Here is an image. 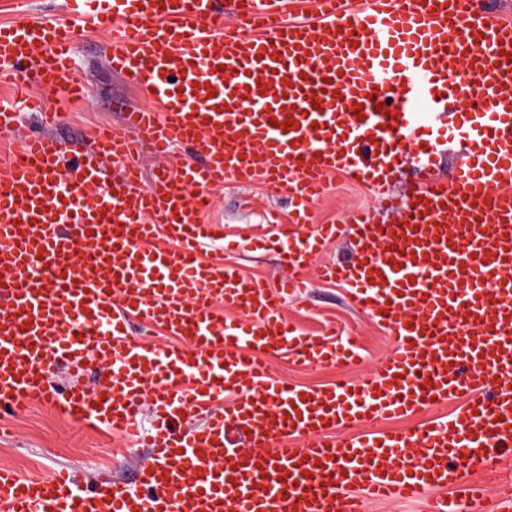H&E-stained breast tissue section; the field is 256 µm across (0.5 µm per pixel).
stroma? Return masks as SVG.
<instances>
[{"mask_svg": "<svg viewBox=\"0 0 512 512\" xmlns=\"http://www.w3.org/2000/svg\"><path fill=\"white\" fill-rule=\"evenodd\" d=\"M20 19L58 23L76 46L73 71L85 86L84 99L71 100L59 89L35 91L47 108L58 112L59 121L49 132L64 147H92L96 130L118 123L125 110L145 105L144 94L113 72L106 37L69 15L64 0H0V25ZM211 196L209 217L224 226L225 264L272 286L294 274L284 249L291 210L286 195L262 185H228L213 190ZM353 209L366 210L381 223L393 218L367 188L336 175L325 194L311 204L313 223H343ZM350 249L345 237L325 245L303 271L307 281L303 293L285 296L281 313L306 335L353 338L360 348L359 363L343 370L333 365L312 368L283 357L271 364L276 377L309 388L328 387L340 379L356 383L373 374L378 362L392 352L388 330L353 311L344 288L319 276L320 264ZM8 424L13 434L0 438V465L11 466L26 477H45L65 468L84 485L106 467L115 479L128 482L151 460L150 449L67 420L50 403L9 413Z\"/></svg>", "mask_w": 512, "mask_h": 512, "instance_id": "35a3bbf8", "label": "stroma"}]
</instances>
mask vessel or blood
Segmentation results:
<instances>
[{"label":"vessel or blood","mask_w":512,"mask_h":512,"mask_svg":"<svg viewBox=\"0 0 512 512\" xmlns=\"http://www.w3.org/2000/svg\"><path fill=\"white\" fill-rule=\"evenodd\" d=\"M111 33L110 63L151 107L99 133L70 170L56 138L16 139L0 163V409L51 396L48 373L100 369L57 404L75 422L147 443L134 484L102 471L82 487L66 471L25 477L0 466V512H362L361 499L450 488L472 512V473L512 459V20L484 0H233L249 28L217 32L213 0H67ZM74 45L52 24L0 26V71L29 67L45 88H85ZM471 106L455 111L456 101ZM41 102L0 105V130ZM463 159L437 174L440 145ZM186 149L178 171L141 186L138 161ZM428 152L407 203L389 192L403 151ZM121 166L119 180L102 162ZM341 174L381 196L394 220L364 212L311 227L310 202ZM263 182L293 207L294 268L348 234L353 256L326 265L350 306L386 327L393 353L361 384L307 388L275 378L273 357L319 367L358 358L354 341L303 335L280 292L200 249L210 191ZM176 240L168 248L158 236ZM141 316L176 336L136 339ZM152 396L160 432L138 417ZM458 400L408 432L381 421ZM206 413L199 428L185 417ZM248 433V449L232 436Z\"/></svg>","instance_id":"1"}]
</instances>
